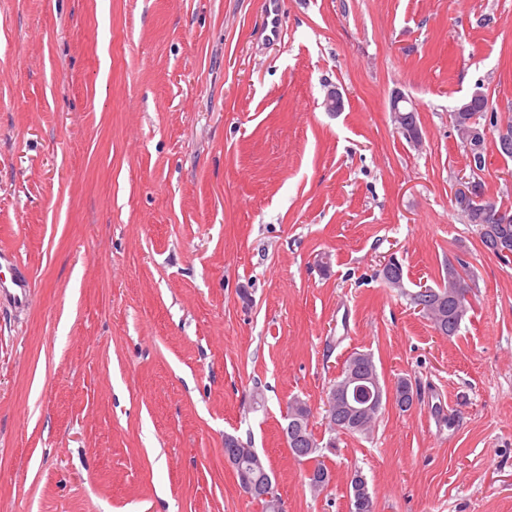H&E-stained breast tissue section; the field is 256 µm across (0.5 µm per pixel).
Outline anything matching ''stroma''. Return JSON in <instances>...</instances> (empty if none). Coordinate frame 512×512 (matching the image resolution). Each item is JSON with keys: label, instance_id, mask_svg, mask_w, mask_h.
<instances>
[{"label": "stroma", "instance_id": "stroma-1", "mask_svg": "<svg viewBox=\"0 0 512 512\" xmlns=\"http://www.w3.org/2000/svg\"><path fill=\"white\" fill-rule=\"evenodd\" d=\"M282 28L265 0H0V248L35 281L0 315V512H262L228 434L286 512H350L356 471L375 512H512V262L452 205L450 118L479 90L512 122V0H282ZM477 174L512 210V161ZM457 258L445 338L408 295ZM356 352L418 398L334 435ZM297 397L336 441L319 493L280 432ZM407 100L400 95H397L392 100L391 104V116L392 121L395 125V128L399 130L400 132L404 131V128L407 126V123L409 122L410 113L413 112L414 117V127L415 130L419 132V126L417 122V112L413 107L409 108L407 105ZM242 443L235 438L233 435H225L224 437V447H225V459L228 462V464L235 470L237 468V461L239 459V452L241 449ZM253 461L257 469L260 471H257L254 467H252L251 463L244 459L241 461V468H243L246 471H249L253 478L255 480H262L264 472L266 476L268 477L267 484L265 488L263 489L262 493L260 494L259 498L255 497L260 492V487L256 486V484L253 481V478L246 472H244L241 469H238L239 472V487L240 489L247 494L249 497L259 500L263 507L265 508L266 512H269V507L272 509L271 512H283V504L281 499L278 497L275 487H274V478H272V475L265 469L266 465L263 459L257 454L255 451L253 452ZM262 471V472H261ZM262 498V499H260ZM264 499V500H263ZM269 507H268V505Z\"/></svg>", "mask_w": 512, "mask_h": 512}]
</instances>
